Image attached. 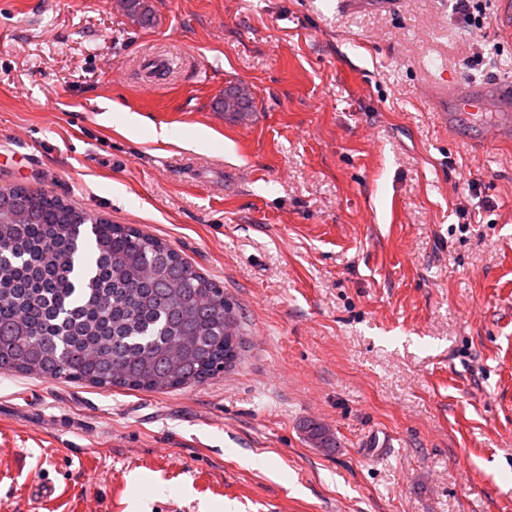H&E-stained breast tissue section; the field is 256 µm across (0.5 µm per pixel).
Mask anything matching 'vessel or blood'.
I'll return each mask as SVG.
<instances>
[{"label": "vessel or blood", "instance_id": "1", "mask_svg": "<svg viewBox=\"0 0 512 512\" xmlns=\"http://www.w3.org/2000/svg\"><path fill=\"white\" fill-rule=\"evenodd\" d=\"M462 119L473 121L475 141L495 143L512 132V103L490 88L451 91L444 118L449 132H456Z\"/></svg>", "mask_w": 512, "mask_h": 512}]
</instances>
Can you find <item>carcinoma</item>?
Listing matches in <instances>:
<instances>
[{"mask_svg": "<svg viewBox=\"0 0 512 512\" xmlns=\"http://www.w3.org/2000/svg\"><path fill=\"white\" fill-rule=\"evenodd\" d=\"M144 27V0H124ZM224 289L171 245L46 191L0 189V372L163 391L236 359ZM318 448L337 441L306 426Z\"/></svg>", "mask_w": 512, "mask_h": 512, "instance_id": "carcinoma-1", "label": "carcinoma"}]
</instances>
